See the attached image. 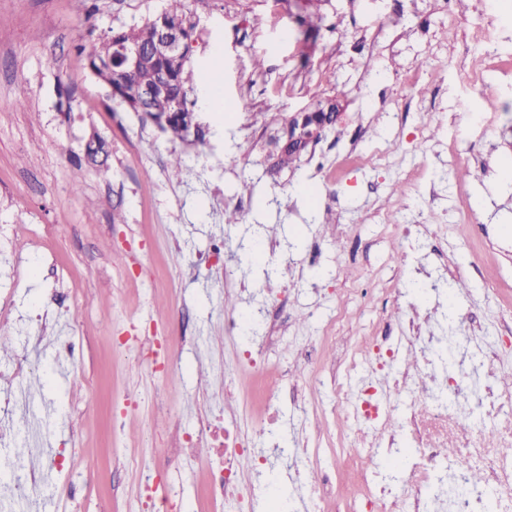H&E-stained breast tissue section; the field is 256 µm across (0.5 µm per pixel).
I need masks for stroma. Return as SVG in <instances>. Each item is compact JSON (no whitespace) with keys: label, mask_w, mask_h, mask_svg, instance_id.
Masks as SVG:
<instances>
[{"label":"stroma","mask_w":512,"mask_h":512,"mask_svg":"<svg viewBox=\"0 0 512 512\" xmlns=\"http://www.w3.org/2000/svg\"><path fill=\"white\" fill-rule=\"evenodd\" d=\"M167 0H0V228L55 226L52 245L38 233L16 235L9 257L19 274L0 282L11 313L1 336L0 398L12 397L0 442V512H153L139 491L130 458L160 470L182 512H205L203 468L209 449L179 455L168 411L182 433L195 434L216 412L236 417L252 435L255 409L224 373L243 346L224 335L225 298L235 313L257 315L262 290L288 289V331L262 360L267 387L279 399V435L294 448L322 428L344 424L331 383L316 394L323 415L303 417L288 385L310 375L311 345L332 367L346 342L363 335L368 311L352 302L364 271L387 289L394 335L412 313L429 315L431 335H447V366L466 358L456 340L475 337L496 352L497 387L512 390V0H458L466 16L452 25L440 0H185L192 27L187 92L198 103L201 72L222 47L224 130L208 113L206 136L188 145L122 106L89 71L80 38L140 24ZM318 9L315 38L303 39L300 17ZM484 68L485 92L460 110L461 79L473 60ZM419 78L402 89L398 76ZM335 99V127L274 171L267 113L288 117L312 108L311 88ZM109 151L110 178L76 169L90 133ZM366 154L361 163L351 151ZM464 159L457 178L449 154ZM180 156L183 174H170ZM335 179H328L329 169ZM413 176L416 192L396 190ZM315 189L300 193L299 185ZM247 201L250 228H230L225 211ZM409 226L424 243L406 264L394 262L388 225ZM224 238L230 278L205 263L213 236ZM275 259L245 263L257 242ZM321 258L309 262L312 245ZM142 273H135V265ZM189 318L179 348L184 372L166 403L153 396L149 367L137 352L119 353L114 334L150 324L165 329L173 306ZM81 334L82 384L58 362L55 341ZM35 449L37 493L15 490L11 462ZM301 464L279 459L271 488L246 494L244 512H312L305 486L320 484L330 463L300 482Z\"/></svg>","instance_id":"1"}]
</instances>
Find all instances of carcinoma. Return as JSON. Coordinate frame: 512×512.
Returning <instances> with one entry per match:
<instances>
[{
	"label": "carcinoma",
	"instance_id": "1",
	"mask_svg": "<svg viewBox=\"0 0 512 512\" xmlns=\"http://www.w3.org/2000/svg\"><path fill=\"white\" fill-rule=\"evenodd\" d=\"M168 7L159 15L140 25L113 29L105 37L85 39L77 48L84 54L89 69L107 85L125 89L126 105L134 112L144 114L145 119L176 139H201L198 113L188 107L186 87L193 84V72L187 68V59L159 56L150 50L155 33L163 26L177 28L185 40L191 38V28L183 18V0H167ZM139 45L144 48L142 64L130 77L120 74V69L105 64L117 45ZM108 151L105 141L97 134L85 144L82 163L103 166Z\"/></svg>",
	"mask_w": 512,
	"mask_h": 512
}]
</instances>
